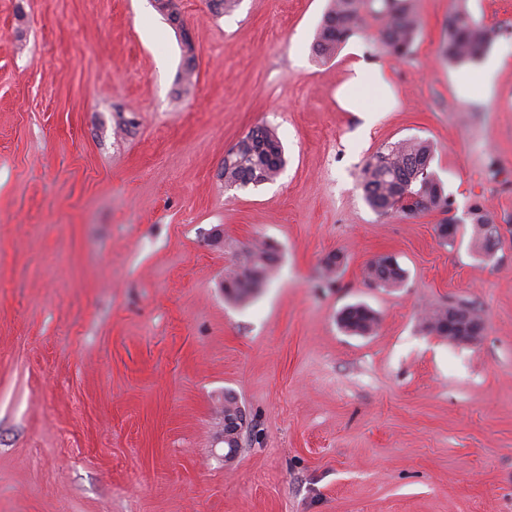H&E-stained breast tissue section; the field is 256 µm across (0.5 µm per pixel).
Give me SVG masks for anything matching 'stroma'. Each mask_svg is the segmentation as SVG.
Returning <instances> with one entry per match:
<instances>
[{
	"label": "stroma",
	"mask_w": 512,
	"mask_h": 512,
	"mask_svg": "<svg viewBox=\"0 0 512 512\" xmlns=\"http://www.w3.org/2000/svg\"><path fill=\"white\" fill-rule=\"evenodd\" d=\"M455 2L418 0L405 61L354 35L396 102L369 125L373 92L336 102L353 56L311 50L328 0H176L179 29L151 0H0V512H512V0H468L504 33L484 101L438 57ZM258 124L285 167L225 187ZM410 137L436 145L453 216L494 215L492 259L470 231L441 241L443 213L365 203L366 161ZM255 241L275 275L225 298ZM381 254L401 287L365 279ZM464 302L477 341L421 329ZM351 304L372 334L340 325ZM377 321L375 312L363 304L349 305L340 314L341 325L358 335L371 333ZM450 310H457L467 315L466 325L470 327L469 332L468 329L465 330L466 335L464 336H481L483 330V319L478 313V310L470 307L468 305H457L453 307H436L429 310L425 316L421 317L420 326L423 331L427 334L438 336L442 339H448L451 341L458 342L459 339L448 336V317L450 314ZM479 329L480 332H476L475 330ZM448 336V337H444ZM246 425L244 411L233 413L224 420V440L231 446L229 452H235L241 443V438Z\"/></svg>",
	"instance_id": "obj_1"
}]
</instances>
